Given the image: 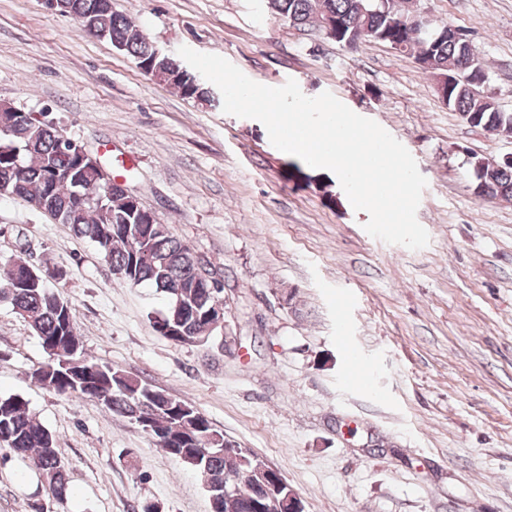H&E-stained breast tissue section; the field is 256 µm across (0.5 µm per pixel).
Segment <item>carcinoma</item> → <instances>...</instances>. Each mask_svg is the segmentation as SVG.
<instances>
[{
    "instance_id": "cac0c4a2",
    "label": "carcinoma",
    "mask_w": 512,
    "mask_h": 512,
    "mask_svg": "<svg viewBox=\"0 0 512 512\" xmlns=\"http://www.w3.org/2000/svg\"><path fill=\"white\" fill-rule=\"evenodd\" d=\"M268 12L301 30H325L332 20L342 34L399 47L435 83L448 109L473 127L498 135L512 134V112H503L484 94L490 73L467 33L423 40L422 17L404 0H267ZM54 10L73 17L80 29L106 38L131 57L148 76L177 89L182 96L210 100V91L193 75L174 71L175 59L156 51L147 34L112 0H55ZM0 196H17L75 235L92 242L122 283L150 284L165 296L166 308L151 318L155 332L175 344L204 345L214 333L210 310L222 299L224 281H216L188 244L169 234L157 216L145 215L121 190L106 192L97 166L83 163L57 126L30 112L0 113ZM474 193L482 199H512V163L471 155ZM56 271L48 264L14 260L0 278V301L12 309L40 340L47 360L33 377L58 395L92 398L134 423H149L170 436L169 456L194 470L208 495L224 491V481L252 458L215 429L197 408L145 379L95 362L85 353L71 306L48 285ZM29 460L41 473L48 493L62 504L68 498L69 469L56 439L20 395H0V446Z\"/></svg>"
}]
</instances>
